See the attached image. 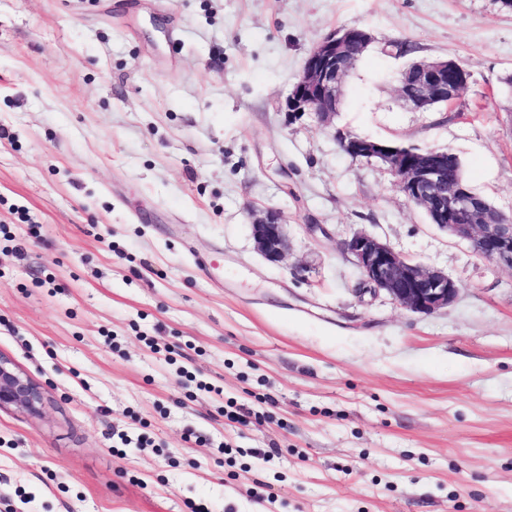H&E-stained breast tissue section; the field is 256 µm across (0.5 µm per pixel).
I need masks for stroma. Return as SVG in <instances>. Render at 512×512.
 Segmentation results:
<instances>
[{
	"instance_id": "obj_1",
	"label": "stroma",
	"mask_w": 512,
	"mask_h": 512,
	"mask_svg": "<svg viewBox=\"0 0 512 512\" xmlns=\"http://www.w3.org/2000/svg\"><path fill=\"white\" fill-rule=\"evenodd\" d=\"M340 27L373 37L342 106L288 112ZM446 58L455 110H412ZM510 75L498 0H0V352L45 393L0 411V512H512V269L337 142L452 150L510 216ZM358 231L455 300L358 294ZM469 73L458 62L435 60L410 65L400 78V96L415 111L455 106ZM252 235L257 250L272 263L282 262L288 255L289 242L280 214L272 209L254 210Z\"/></svg>"
}]
</instances>
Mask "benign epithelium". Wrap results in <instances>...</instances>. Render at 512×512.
<instances>
[{
    "label": "benign epithelium",
    "instance_id": "benign-epithelium-1",
    "mask_svg": "<svg viewBox=\"0 0 512 512\" xmlns=\"http://www.w3.org/2000/svg\"><path fill=\"white\" fill-rule=\"evenodd\" d=\"M372 42L362 28L350 27L328 34L309 54L303 72L286 99L292 113H309L323 124L331 122L340 100L344 74L353 62L349 50ZM469 73L458 62L435 60L410 65L400 78V96L415 111L435 106L452 108L467 84ZM341 149L355 159L384 164L405 198L423 209L431 223L466 242L477 256L512 269V217L483 207L459 180L448 178V153L427 163L420 154L399 144L368 139H342ZM252 235L257 250L272 263L288 255L289 242L280 214L254 210ZM360 269L370 290L386 293L411 312L431 314L457 296L454 280L441 270L425 269L366 232H356L342 244ZM43 388L13 358L0 352V411L38 416Z\"/></svg>",
    "mask_w": 512,
    "mask_h": 512
}]
</instances>
